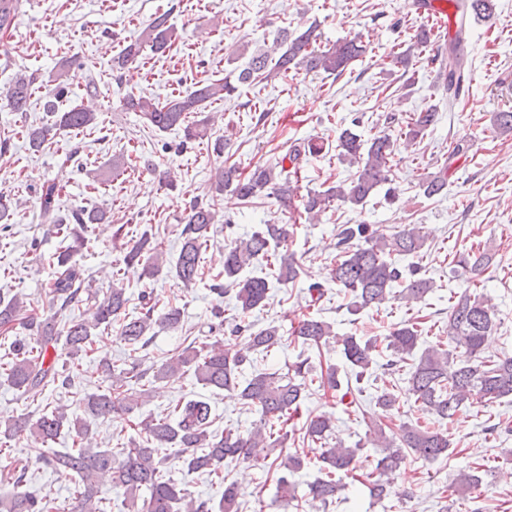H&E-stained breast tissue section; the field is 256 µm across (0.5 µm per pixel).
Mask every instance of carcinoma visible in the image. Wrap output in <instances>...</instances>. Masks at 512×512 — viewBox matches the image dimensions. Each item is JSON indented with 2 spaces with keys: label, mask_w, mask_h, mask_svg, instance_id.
<instances>
[{
  "label": "carcinoma",
  "mask_w": 512,
  "mask_h": 512,
  "mask_svg": "<svg viewBox=\"0 0 512 512\" xmlns=\"http://www.w3.org/2000/svg\"><path fill=\"white\" fill-rule=\"evenodd\" d=\"M459 13L458 29L448 38V56L439 59L424 58V62L439 63L446 76L448 100L461 95L467 59L465 48L466 20L474 15L490 17L494 14V0H452ZM18 0H0V32H7L17 16ZM176 40L173 27L168 24V14L155 16L144 28L139 39L126 45L117 58L122 70L135 64L149 46L155 53H165ZM319 35L310 26L297 33L286 28L278 31L267 50L254 53L247 66L237 76V83L226 79L201 81L191 89L164 102L126 93L121 107L138 112L147 124L159 131L184 127L182 145L207 136L208 118L191 124V114L204 112L207 105L238 91V85H255L277 76L288 77L292 70L325 73L341 76L349 64L361 57L366 48L356 37L338 41L327 47L317 45ZM69 67L62 63L50 76L53 88L44 97L43 110L52 117L49 126L31 128L27 136L31 147L42 148L50 132L55 130H83L97 125L98 114L83 105L64 111L59 102L67 94ZM35 75L20 73L9 86L6 97L11 109L25 112L31 99ZM436 112L428 109L417 112L407 123L404 134L409 145L424 138L434 126ZM396 141L385 132L368 139L343 129L336 139L339 159L357 166L350 182H338L322 192H310L304 198V212L314 218L326 212L331 203L338 201L353 208L364 206L389 180L390 159L394 156ZM324 142L301 140L293 143L282 160L275 165H256L244 174L234 166L218 171L212 190L223 196L246 204L258 198H277L288 204L297 194L301 163L308 157L320 155ZM291 169H286L285 162ZM59 189L53 182L41 185L38 200L43 215L50 219L52 231L69 241L65 249L52 258L53 278L49 282L48 307L56 313L45 318L32 312L30 299L22 294L0 295V332L15 333L6 360L0 369L7 381L18 391L57 384L64 389L71 387L70 374L60 370L56 362L47 361L49 349L62 346L72 360L95 351L103 340V332L119 325V337L132 350L145 348L155 335L154 328H178L181 312L171 307L157 312L151 304L150 294H141L138 316L126 313L129 298L126 296L124 277L132 274L141 279L159 275L167 263L163 251L151 244L148 235L129 240L123 256V277L112 283L102 300L96 302L88 316L71 320L58 327L56 314L82 301L81 294L89 292L91 285L84 278V271L77 263V256L85 245V232L90 224H99L105 213L96 206L79 205L65 216L60 215ZM215 200L195 199L189 205L185 224L180 231L181 247L175 263L170 267L176 279L185 285L195 283L203 275L200 265L201 250L207 245L210 230L215 224ZM290 238L288 224L268 222L245 238L234 241L224 249V282L213 285L218 297L232 291L238 309V320L230 330L234 337L245 335L247 352L224 345L220 339L196 337L161 364L153 374L156 380H171L187 371H193L197 383L214 391L232 392L245 405L260 413L259 425L243 434L238 430H224L217 434L210 431L211 407L203 400H188L176 405L166 415L157 417L145 414L142 408L149 398V390L139 388L148 370L138 369L137 363L128 368H118L110 360H100L105 380L109 386L84 396L85 414L105 418L114 413H138L137 427L146 434V440L121 448H99L90 439L91 428L87 419L72 416L67 406L56 404L37 419L27 414L0 421V437L12 439L24 434L47 443L65 433L72 438L73 448L61 452L35 449L37 459L52 469L74 477L69 506L58 504L49 497L33 498L20 490L28 471V464L17 462L13 471L3 477V484L12 491L0 494V512H104L99 497L96 477L108 472L113 482L123 490V506L127 512H240L238 488L224 483V464L232 461H261L268 469L278 473L279 503L283 512L294 507L298 500L290 476L302 470L305 457L290 453L285 447L288 421L298 415L307 398L310 366L302 360L287 371L259 369L248 353L268 355L271 348L281 342L280 327L269 325L254 329L247 317L263 307L272 284L283 288L295 284L301 276V267L294 254L284 250ZM426 244L422 231L413 227L388 235L371 224H345L338 233L336 263L332 281L350 297L349 310L358 314L374 308L393 294L396 284H404L399 299L405 304L418 303L432 290L431 281L419 276L417 266L403 268L392 255L420 256ZM270 260V273L264 277H244L242 272L259 258ZM493 261V255L479 251L463 263V269L477 278L484 274ZM495 327V313L485 294L465 289L451 298L448 307V341L463 346L470 358L461 363L450 359L442 345L429 346L416 352L420 333L415 323H403L393 328L385 337L390 359L386 369L394 373L405 371L409 391L415 397L416 408L425 417L449 419L461 408L475 402H493L512 397V355L494 359L483 355L486 337ZM293 335L302 344L321 348L336 340L341 353L355 377L361 382L369 373L377 340L357 336H337L332 325L320 318L307 316L294 327ZM251 368L245 374L244 365ZM374 413L366 434V443L377 449L378 459L369 474L367 488L376 500L388 495V488L381 475L398 468L411 452L426 461L448 455L451 447L448 433L422 423L402 424L398 430L386 434L384 421L391 416L397 398L384 388L372 397ZM333 429L332 416L325 413L310 415L306 420V433L314 442L328 439ZM162 448H173L190 472H205L212 479L224 484V493L218 501L197 500L174 479L167 476L164 466L168 455ZM363 445L345 447L341 444L322 448L318 460L322 477L309 485L305 504L310 509L329 505L338 490L334 476L338 471L349 472L355 468L357 456ZM276 457H271L274 450ZM478 467L460 472L454 484V495L460 500H474L483 493V478L476 474Z\"/></svg>",
  "instance_id": "obj_1"
}]
</instances>
